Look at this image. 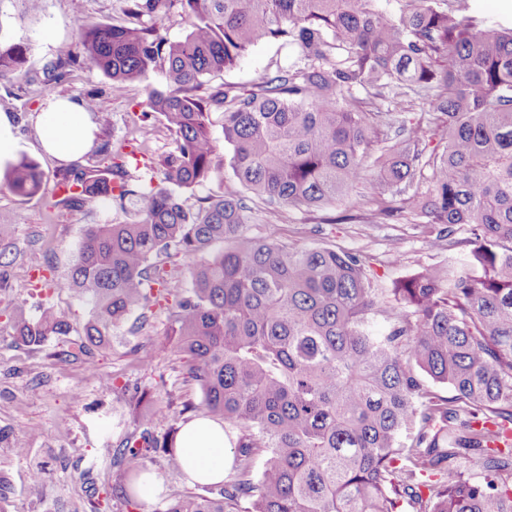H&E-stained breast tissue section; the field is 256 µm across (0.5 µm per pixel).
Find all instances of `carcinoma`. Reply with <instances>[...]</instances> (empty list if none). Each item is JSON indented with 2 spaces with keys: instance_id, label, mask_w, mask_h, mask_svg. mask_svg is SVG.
I'll return each mask as SVG.
<instances>
[{
  "instance_id": "cac0c4a2",
  "label": "carcinoma",
  "mask_w": 512,
  "mask_h": 512,
  "mask_svg": "<svg viewBox=\"0 0 512 512\" xmlns=\"http://www.w3.org/2000/svg\"><path fill=\"white\" fill-rule=\"evenodd\" d=\"M124 2L125 23L79 25L53 77L87 65L119 95L160 72L138 129L148 138L159 117L173 147L147 182H131L120 141L69 164L58 181L70 191L55 206L128 198L137 209L130 222L86 225L67 274L45 287L89 307L78 345L89 359L112 346V329L146 318L157 292L203 399L163 409L135 396L139 434L103 444L122 469L112 494L138 509L156 454L181 472L175 438L185 414L200 411L238 429L234 474L177 492L157 512H512V447H489L485 427L512 425V28H478L447 0ZM173 9L189 19L177 40L157 24ZM260 40L295 46L300 58L249 89L198 94ZM27 53L0 37V81L19 75ZM393 88L394 107L409 94L429 106L442 137L428 155L419 125L371 154L384 112L364 111L357 92ZM80 102L97 125L110 123L104 98ZM217 110L234 177L270 212L332 205L361 185L375 220L420 214L433 245L461 229L468 251L394 289V325L374 335L381 302L359 255L248 234L238 193L184 204L182 194L223 172ZM44 177L22 156L0 187L33 197ZM415 180L426 191L405 193ZM17 252L14 225L0 224L1 275ZM173 253L184 259L179 276L162 266ZM75 330L50 303L35 315L18 305L7 336L38 349ZM422 373L452 395L431 392ZM462 458L477 477L458 474Z\"/></svg>"
}]
</instances>
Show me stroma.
I'll return each mask as SVG.
<instances>
[{
	"label": "stroma",
	"mask_w": 512,
	"mask_h": 512,
	"mask_svg": "<svg viewBox=\"0 0 512 512\" xmlns=\"http://www.w3.org/2000/svg\"><path fill=\"white\" fill-rule=\"evenodd\" d=\"M124 0H43L39 16L26 13L22 0H0V28L14 40L28 44V61L18 78L0 83V111L13 118L19 154L39 163L45 173L42 192L22 198L0 191V223L15 224L20 255L0 281V326L6 325L10 306L25 302L29 311L51 302L75 326L88 317L83 304L69 295L48 294L33 288L31 273L42 270L58 277L70 267L71 255L86 224L123 220L116 202L88 206L80 211L54 208L56 174L60 161L39 146L37 120L44 101L52 95L77 97L93 92L108 99L109 126L102 138L133 140L135 126L145 108L147 86L162 87L160 73H152L148 84L128 85L122 96L111 93V81L98 70L83 66L70 69L60 81H51L48 70L59 44L74 41L82 21L106 24L125 21ZM288 46L262 41L254 45L233 69L209 76L205 88L223 84L248 87L276 65L296 60ZM248 231L294 246H330L362 256L374 287L383 291L381 312L372 321L376 333L391 327L390 310L395 305L391 290L395 281L434 265L452 262L463 250L453 243L435 247L420 233L419 217L401 214L382 223L372 222L363 189H355L345 202L356 222L333 223L338 210L327 206L307 210L285 206L279 216H270L262 201L249 202ZM398 262H389L390 254ZM78 335L50 339L40 349L0 342V495L7 512H88L93 494H105L119 480L120 468L100 451L104 437L122 439L135 425L128 412L129 393L150 389L159 405L167 401L200 402L196 385L181 382V363L168 352L171 343L163 310L145 322L138 332L123 325L112 331V347L96 355L95 369L83 360L60 362L55 353L78 342ZM162 346L152 364H142L136 354L144 341ZM112 378L116 388L107 390L103 378ZM22 440L24 454H17L13 440ZM46 469L50 476L34 482L31 475ZM160 480L150 491L139 494V512H156L172 493L189 488L185 475L170 471L163 458L147 465Z\"/></svg>",
	"instance_id": "35a3bbf8"
}]
</instances>
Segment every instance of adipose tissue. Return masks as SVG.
Instances as JSON below:
<instances>
[{"label":"adipose tissue","mask_w":512,"mask_h":512,"mask_svg":"<svg viewBox=\"0 0 512 512\" xmlns=\"http://www.w3.org/2000/svg\"><path fill=\"white\" fill-rule=\"evenodd\" d=\"M38 128L43 149L63 162L88 152L95 140L87 112L70 99H46ZM228 446L223 427L205 418L185 424L176 439L184 473L190 481L203 484L224 480L230 462Z\"/></svg>","instance_id":"obj_1"}]
</instances>
